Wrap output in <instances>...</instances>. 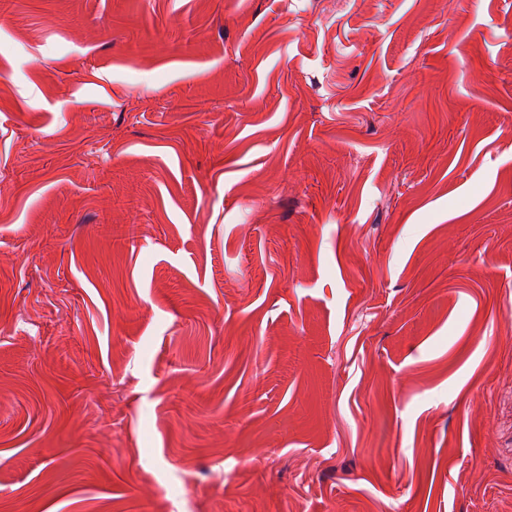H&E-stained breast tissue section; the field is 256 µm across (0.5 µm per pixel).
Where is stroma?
<instances>
[{
	"label": "stroma",
	"instance_id": "obj_1",
	"mask_svg": "<svg viewBox=\"0 0 512 512\" xmlns=\"http://www.w3.org/2000/svg\"><path fill=\"white\" fill-rule=\"evenodd\" d=\"M0 512H512V0H0Z\"/></svg>",
	"mask_w": 512,
	"mask_h": 512
}]
</instances>
